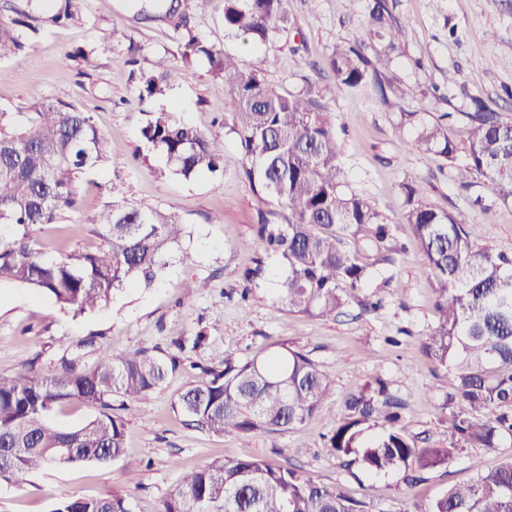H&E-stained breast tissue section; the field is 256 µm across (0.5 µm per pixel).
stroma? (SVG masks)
Here are the masks:
<instances>
[{
  "mask_svg": "<svg viewBox=\"0 0 512 512\" xmlns=\"http://www.w3.org/2000/svg\"><path fill=\"white\" fill-rule=\"evenodd\" d=\"M79 5L82 25L43 27L23 55L0 61V110L14 116L40 99L76 104L92 115L113 158L89 175L78 212L33 227V246L48 257L94 249L99 239L93 221L118 194L178 213L187 224L183 255L161 270L151 286L123 288L106 306L77 317L44 296L1 284L0 375L30 366L51 377L61 373L66 357L89 367L101 356L133 350L174 356L179 365L162 386L125 411L123 458L1 480L0 512H53L57 502L71 495L113 494L129 498L133 512H159L183 473L224 457H257L305 472L366 502L369 512H405L512 455V438L493 450L456 451L447 465L410 487L395 473L344 467L327 446L328 436L346 416L345 397L376 378L408 402L401 425L418 447L448 441L454 411L446 404L444 370L423 347L438 319L436 285L412 226L402 218V186H420L437 209L473 216L477 244L507 254H512V203L502 202L479 179L460 186L453 164L412 150L410 131L399 124L397 112L418 110L422 97L434 93L437 101L426 106L437 114L450 113L453 135L465 127V113L476 98L512 119V0H387L406 28L402 55L382 70L383 78L403 92L398 106L384 102L370 86L335 87L326 64L336 42L371 43L366 0H288L287 31L277 43L261 48L225 34L222 0L195 17L207 41L263 71L277 92H296L308 78L331 88L326 102L336 114L348 180L375 200L400 246L394 263L380 265L363 290L374 309L354 304L336 318L294 314L275 302L271 284L278 260L251 243L259 214L284 213L288 206L260 198L244 177L241 150L221 123L224 91L204 68L185 70L179 86L149 107L172 112L178 122L223 140V172L185 180L165 174L160 155L137 156L146 115L132 104L131 72L150 69L156 57L174 52L178 31L167 20L145 18L133 0H79ZM485 30L490 38H482ZM132 42L143 48L135 66L128 62ZM79 47L92 52L94 68L65 59V52ZM216 213L223 223H210ZM259 258L266 274L257 281L254 299L246 302L241 298L244 274ZM390 278L395 281L391 287L386 284ZM198 281L205 282V289L187 297L186 284ZM277 343L306 354L331 377L333 390L319 418L281 434L217 436L185 425L173 402L193 381L197 367H222L228 351L243 359L263 357ZM130 471L137 475L132 484L126 480Z\"/></svg>",
  "mask_w": 512,
  "mask_h": 512,
  "instance_id": "obj_1",
  "label": "stroma"
}]
</instances>
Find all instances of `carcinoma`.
I'll return each mask as SVG.
<instances>
[{
	"instance_id": "obj_1",
	"label": "carcinoma",
	"mask_w": 512,
	"mask_h": 512,
	"mask_svg": "<svg viewBox=\"0 0 512 512\" xmlns=\"http://www.w3.org/2000/svg\"><path fill=\"white\" fill-rule=\"evenodd\" d=\"M41 0L0 21V60L22 53L43 23L58 26L81 20L76 0H52L49 13L36 15ZM370 33L379 50L370 60L361 45L336 44L329 57L336 84L376 86L382 99L401 90L384 86L376 64L404 46L405 27L386 0H368ZM227 35L253 47L277 41L288 25L287 0H223ZM172 58L159 57L149 71L134 74L142 106L169 95L182 71L203 63L224 90V127L234 134L244 157L243 173L252 189L285 201L288 214L260 218L258 238L283 270L276 292L288 311L336 318L396 251L389 226L371 197L349 187L340 160L336 113L323 103L328 94L306 81L295 94L276 92L264 74L250 69L223 48L204 40L186 20ZM0 113V283L9 282L51 297L78 316L110 302L131 283L150 286L168 265L186 235L174 212L122 198L107 203L95 220L101 244L92 251L46 257L31 246L29 228L57 224L64 211L76 212L86 177L111 161L103 133L92 116L62 101L38 100L21 119ZM444 112H399L413 127L409 146L456 159L464 144L467 164L456 169L463 186L478 178L504 201H512V121L474 101L466 113L462 141L448 132ZM143 145L165 159L168 174L190 179L221 169L224 142L177 122L165 110L147 113ZM404 220L431 269L440 316L426 336V349L445 369L447 401L467 410L454 415L450 447L419 448L398 427L407 403L376 381L345 401L347 416L329 438L337 459L372 474L400 473L411 486L445 466L453 449L499 447L512 436V255L476 246L473 221L429 204L421 189L403 186ZM363 238L368 250H351ZM176 359L135 350L103 356L79 369L63 362L59 376L30 370L0 375V479L44 467L108 463L125 453V419L113 412L116 397L136 400L160 387ZM332 390L328 374L305 354L285 344L264 358L224 354V367H202L196 381L174 401L187 425L226 432L284 433L324 411ZM79 402L98 407L84 424L63 429L52 417ZM377 428L370 438L367 432ZM69 449L60 461L54 449ZM53 512H132L126 498L70 496ZM160 512H369L294 469L259 458L220 459L182 476ZM402 512H512V456L492 470H478L471 482L452 485L432 501Z\"/></svg>"
}]
</instances>
